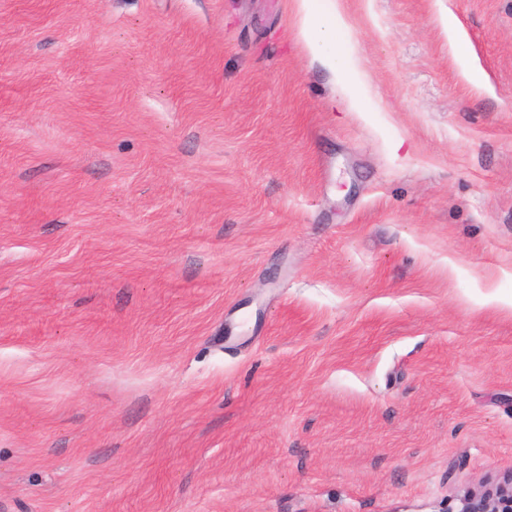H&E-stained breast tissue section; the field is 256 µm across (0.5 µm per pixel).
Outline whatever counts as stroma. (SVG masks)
Instances as JSON below:
<instances>
[{
    "label": "stroma",
    "instance_id": "obj_1",
    "mask_svg": "<svg viewBox=\"0 0 512 512\" xmlns=\"http://www.w3.org/2000/svg\"><path fill=\"white\" fill-rule=\"evenodd\" d=\"M0 0V512H458L512 481V0ZM297 24L300 32L307 39L314 54L320 55L324 64L340 72L345 81L355 89L364 87L362 74L352 65L336 62V54L324 55L318 39H311L315 34L324 38L336 36V29L346 26L343 12L344 1L340 0H294Z\"/></svg>",
    "mask_w": 512,
    "mask_h": 512
}]
</instances>
